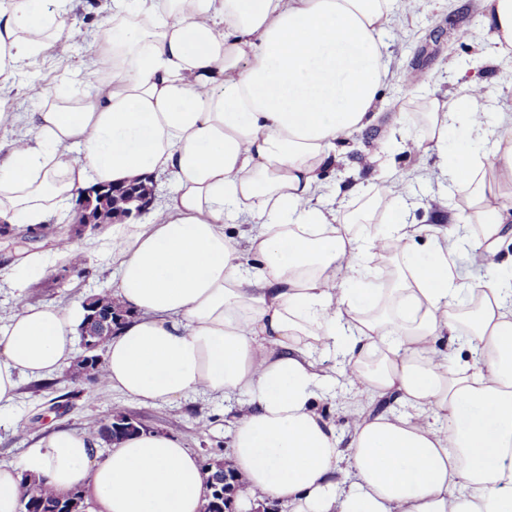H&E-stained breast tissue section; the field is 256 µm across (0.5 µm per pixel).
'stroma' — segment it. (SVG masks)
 Returning <instances> with one entry per match:
<instances>
[{"mask_svg":"<svg viewBox=\"0 0 512 512\" xmlns=\"http://www.w3.org/2000/svg\"><path fill=\"white\" fill-rule=\"evenodd\" d=\"M113 0H70L69 13L81 30L72 43L67 59L53 52L25 63L19 70L10 94L16 112H37L53 95L90 91L92 84L84 70L91 44L103 18L112 13ZM480 0H418L414 10L397 13L386 38L391 75L382 92L383 100H395L403 115L417 111L421 98L448 97L458 89L459 74L470 69L473 56L489 45L480 23ZM439 39H432L434 31ZM419 71L424 84L417 93H409L403 82L404 69ZM425 166L416 154L408 152L393 114H382L378 128L357 136L348 145L346 161L339 168L344 181L361 177L370 183L385 179L405 180L411 206L408 218L417 224L433 223L435 215L452 214L455 224L474 233L468 214L448 189L447 180L437 166H425L429 175L416 179L418 168ZM71 224H62L58 233H74ZM57 235L18 243L0 238V324L14 311L18 294L33 303H64L65 300L111 289L118 277V265L107 247L91 254L80 271L59 279L61 259L55 252ZM40 256L43 271H21L18 259L23 255ZM69 397L65 413L46 414L51 394ZM126 412L138 417L150 429L176 435L199 461L227 460L231 457V438L235 429L234 412L228 403L207 396H192L172 406L141 408L131 397L112 389L90 392L81 380L59 379L54 392L37 390L33 381H22L17 400L0 410V462L18 460L26 448L55 428H88Z\"/></svg>","mask_w":512,"mask_h":512,"instance_id":"35a3bbf8","label":"stroma"}]
</instances>
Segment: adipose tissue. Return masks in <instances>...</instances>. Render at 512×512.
Listing matches in <instances>:
<instances>
[{"label": "adipose tissue", "instance_id": "obj_1", "mask_svg": "<svg viewBox=\"0 0 512 512\" xmlns=\"http://www.w3.org/2000/svg\"><path fill=\"white\" fill-rule=\"evenodd\" d=\"M68 0H0V221L69 217L80 190L167 177L142 224L103 237L128 312L108 340V388L146 409L202 394L240 405L231 462L240 512H512V267L465 282L512 221V113L486 112L478 80L427 100L412 150L439 158L479 231L411 224L398 183L354 180L362 207L317 204L337 147L376 125L384 34L407 0H119L87 67L93 91L10 112L20 64L66 57ZM494 59L512 54V0H482ZM385 209L383 231L371 223ZM248 224L247 251L225 225ZM397 245L385 284L369 264ZM253 263H246L244 254ZM82 300L25 304L0 326V409L21 380L63 377ZM468 348L450 361L446 348ZM343 372L358 399L340 447L317 403ZM396 395L416 410L374 415ZM60 428L0 465V512L23 475L80 486L95 512H201L208 474L181 440L143 430L99 453Z\"/></svg>", "mask_w": 512, "mask_h": 512}]
</instances>
